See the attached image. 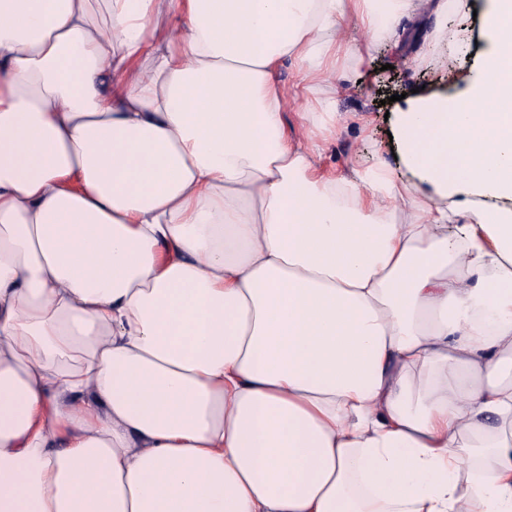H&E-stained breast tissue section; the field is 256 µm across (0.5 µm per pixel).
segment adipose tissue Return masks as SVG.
<instances>
[{
	"mask_svg": "<svg viewBox=\"0 0 512 512\" xmlns=\"http://www.w3.org/2000/svg\"><path fill=\"white\" fill-rule=\"evenodd\" d=\"M322 167L379 35L468 0H0V512H512V0ZM294 63L300 84L279 75ZM456 235H449V225ZM472 11L477 10L471 32L467 36L464 52L427 53V43L432 38L433 18L403 19L399 30L405 28L408 38L399 39L395 35L382 37L378 42L372 60L358 73L349 74L348 90L335 92L333 86L314 88L308 95L309 100L327 96L336 97V112L352 113L355 118L349 123L336 121V129L325 133L320 141V163L338 173H349L352 168L363 170L372 166L380 156L392 168L396 177L411 179L405 165L396 135V123L399 108H405L406 102L417 94L430 92L456 95L462 84L456 75L462 70L477 69L478 56L482 50L480 18L486 7V0H470ZM425 20V21H424ZM422 57V58H421ZM391 64L393 70L380 71L382 65ZM379 73V86L373 79V73ZM390 72L393 84L384 90L380 83L381 74ZM422 85L425 89L421 90ZM412 89L419 93L412 94ZM406 92L405 99L389 102L387 97ZM377 100V103H374ZM380 100L386 104L378 107ZM389 111L388 121L385 113ZM390 132L392 139H389ZM397 156V159H394Z\"/></svg>",
	"mask_w": 512,
	"mask_h": 512,
	"instance_id": "adipose-tissue-1",
	"label": "adipose tissue"
}]
</instances>
